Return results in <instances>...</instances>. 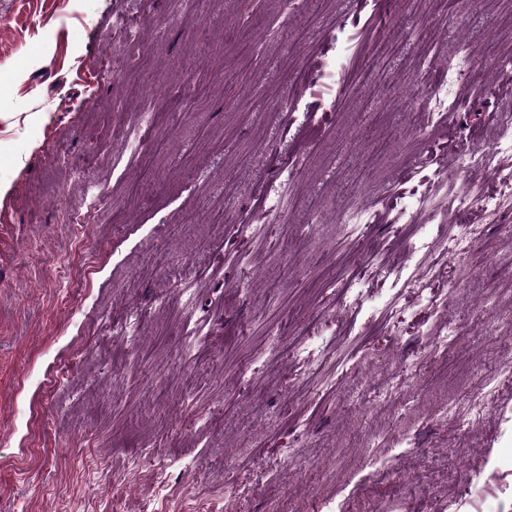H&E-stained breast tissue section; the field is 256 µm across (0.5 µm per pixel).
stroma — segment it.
I'll return each mask as SVG.
<instances>
[{
  "instance_id": "35a3bbf8",
  "label": "stroma",
  "mask_w": 512,
  "mask_h": 512,
  "mask_svg": "<svg viewBox=\"0 0 512 512\" xmlns=\"http://www.w3.org/2000/svg\"><path fill=\"white\" fill-rule=\"evenodd\" d=\"M312 2L200 0L177 17L174 0H0V512H512V381L485 387L512 360V156L449 181L503 200L449 206L474 243L430 282L435 306L392 331L371 300L395 284L347 279L376 248L406 263L393 218L435 188L416 153L443 147L455 169L497 139L512 0ZM128 26L143 41L121 71ZM334 37L350 55L307 78ZM467 44L475 91L424 142L409 127L427 119L422 86ZM365 73L377 88L360 99ZM144 111L133 161L122 132ZM391 129V157L364 172ZM292 162L266 214L263 186ZM356 205L376 215L360 247L339 223ZM246 224L276 231L239 236ZM132 314L136 340L113 335ZM450 323L437 353L430 334ZM444 388L451 416L429 398Z\"/></svg>"
}]
</instances>
